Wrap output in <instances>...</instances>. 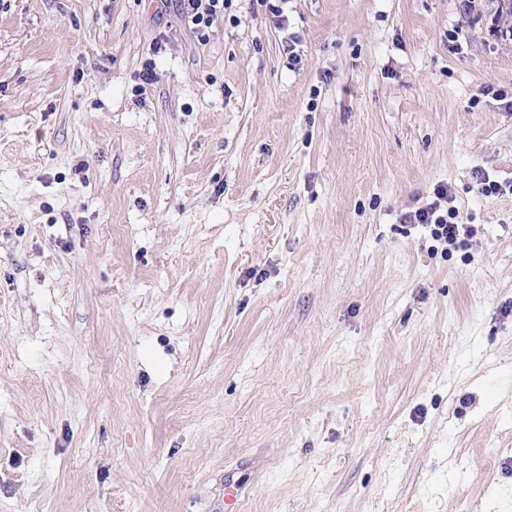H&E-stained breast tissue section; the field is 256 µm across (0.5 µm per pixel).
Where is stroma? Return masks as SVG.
<instances>
[{"label":"stroma","mask_w":512,"mask_h":512,"mask_svg":"<svg viewBox=\"0 0 512 512\" xmlns=\"http://www.w3.org/2000/svg\"><path fill=\"white\" fill-rule=\"evenodd\" d=\"M498 8L0 0V512H512ZM181 18L199 41L206 40V31L218 19H224V11L232 5V0H175ZM434 194L438 202L434 201L404 214L403 222L434 226L431 232L434 239L455 246L460 236L459 210L455 206H449L445 214L439 213L441 201L448 204L453 202L451 188L445 185L438 186Z\"/></svg>","instance_id":"obj_1"}]
</instances>
